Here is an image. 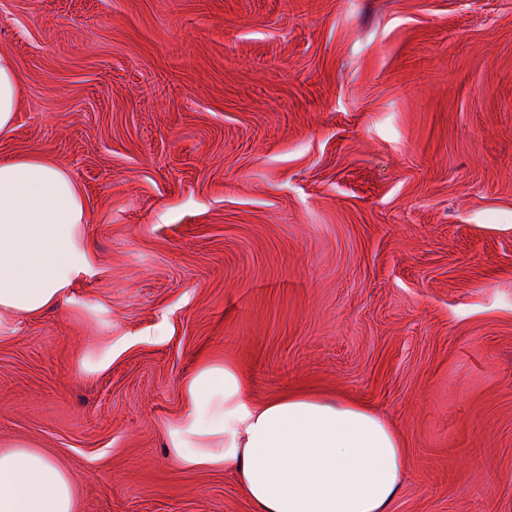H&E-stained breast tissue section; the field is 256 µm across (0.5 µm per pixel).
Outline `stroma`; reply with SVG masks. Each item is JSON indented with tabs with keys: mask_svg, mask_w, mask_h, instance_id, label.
<instances>
[{
	"mask_svg": "<svg viewBox=\"0 0 512 512\" xmlns=\"http://www.w3.org/2000/svg\"><path fill=\"white\" fill-rule=\"evenodd\" d=\"M0 53L93 265L0 340V444L74 512H255L167 453L205 361L376 411L393 512H512V0H0Z\"/></svg>",
	"mask_w": 512,
	"mask_h": 512,
	"instance_id": "35a3bbf8",
	"label": "stroma"
}]
</instances>
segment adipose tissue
<instances>
[{
	"label": "adipose tissue",
	"mask_w": 512,
	"mask_h": 512,
	"mask_svg": "<svg viewBox=\"0 0 512 512\" xmlns=\"http://www.w3.org/2000/svg\"><path fill=\"white\" fill-rule=\"evenodd\" d=\"M17 109V69L0 54V133ZM84 222L66 170L40 155L0 161V312L34 318L90 274ZM184 396L171 456L188 469H232L256 512H392L405 451L363 405L307 393L255 401L227 364L196 369ZM0 512H74L69 474L31 444L1 446Z\"/></svg>",
	"instance_id": "obj_1"
}]
</instances>
